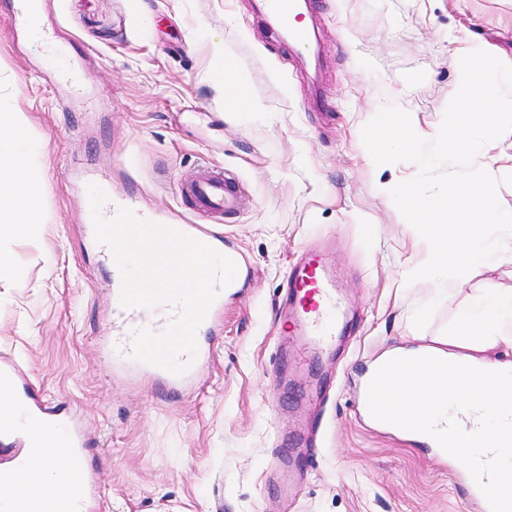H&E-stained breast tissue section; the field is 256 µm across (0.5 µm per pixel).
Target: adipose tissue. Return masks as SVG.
Listing matches in <instances>:
<instances>
[{"label":"adipose tissue","mask_w":512,"mask_h":512,"mask_svg":"<svg viewBox=\"0 0 512 512\" xmlns=\"http://www.w3.org/2000/svg\"><path fill=\"white\" fill-rule=\"evenodd\" d=\"M24 125L22 112L0 110V240L28 237L41 222L38 149L27 140ZM474 341L483 351L512 347V289L486 286L476 301L461 309L451 343L466 347ZM26 452L30 467L21 475L15 494L34 491L50 496L52 486L59 483L57 459L69 454L56 423L34 432Z\"/></svg>","instance_id":"1"}]
</instances>
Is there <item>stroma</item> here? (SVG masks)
I'll list each match as a JSON object with an SVG mask.
<instances>
[{"label": "stroma", "mask_w": 512, "mask_h": 512, "mask_svg": "<svg viewBox=\"0 0 512 512\" xmlns=\"http://www.w3.org/2000/svg\"><path fill=\"white\" fill-rule=\"evenodd\" d=\"M61 45L4 19L0 105L39 143L43 222L0 248V354L48 405L66 403L102 504L97 512H475L463 464L356 407L369 365L398 347L439 345L512 264L458 278L426 327L412 323L431 281L408 283L428 247L377 184L411 162L375 166L357 134L384 106L438 132L460 81L461 37L512 65V0H309L320 49L290 43L259 0H40ZM259 110L234 107L214 42ZM233 172L244 205L220 224L246 277L189 384L113 365L112 260L87 220L89 185L174 224L213 226L178 199L201 162ZM323 249L352 322L335 357L293 337L277 306L293 256Z\"/></svg>", "instance_id": "35a3bbf8"}]
</instances>
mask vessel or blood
Wrapping results in <instances>:
<instances>
[{"instance_id":"obj_1","label":"vessel or blood","mask_w":512,"mask_h":512,"mask_svg":"<svg viewBox=\"0 0 512 512\" xmlns=\"http://www.w3.org/2000/svg\"><path fill=\"white\" fill-rule=\"evenodd\" d=\"M267 6L283 33L297 35L298 0H267ZM180 196L190 200L195 211L218 217L235 214L240 207L236 178L214 167L200 168L182 184ZM286 294L291 308L287 320L289 331L308 336L319 352H330L346 317V306L320 255L309 251L299 255L288 270ZM174 317V310L165 305L126 309L120 303H113V363L135 366L136 361L131 355L133 331L147 327L162 332ZM0 383L21 394L14 411L18 429L0 436V444L11 446L27 440L32 428L42 423L44 416L36 410V395L12 365H0ZM63 436L72 449L63 490L43 507L42 512H84L85 502L93 496L91 476L81 452L83 443L71 430H64Z\"/></svg>"}]
</instances>
